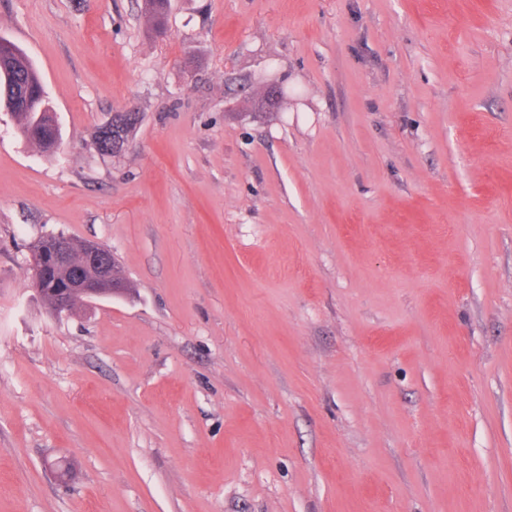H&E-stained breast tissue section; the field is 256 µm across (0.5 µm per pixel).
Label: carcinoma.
Instances as JSON below:
<instances>
[{
  "instance_id": "carcinoma-1",
  "label": "carcinoma",
  "mask_w": 512,
  "mask_h": 512,
  "mask_svg": "<svg viewBox=\"0 0 512 512\" xmlns=\"http://www.w3.org/2000/svg\"><path fill=\"white\" fill-rule=\"evenodd\" d=\"M169 0H142L141 9L151 20L157 34L166 32ZM0 109L16 120L21 137L53 155L60 144L61 129L57 125L47 92L38 69L28 55L11 41L0 43ZM112 121L129 137L137 127V112H115Z\"/></svg>"
}]
</instances>
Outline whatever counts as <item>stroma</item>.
<instances>
[{
	"label": "stroma",
	"mask_w": 512,
	"mask_h": 512,
	"mask_svg": "<svg viewBox=\"0 0 512 512\" xmlns=\"http://www.w3.org/2000/svg\"><path fill=\"white\" fill-rule=\"evenodd\" d=\"M140 4L0 0V512H512V0ZM50 232L129 290L54 314ZM170 0H143L141 9L151 20L158 35L166 32V18ZM5 40L6 43L2 44ZM0 109L10 112L16 120L21 137L53 155L60 144L61 129L57 125L47 92L38 69L17 45L0 37ZM23 79L24 93L16 95L5 84V76ZM140 121L139 113L137 112H116L112 115V121L105 126L106 134H102V140L105 143V149L107 153L112 155L121 154L128 147V142H114L112 139V126L115 122L119 131L124 134V137L128 139V137L132 134V132L137 127ZM120 125V126H118Z\"/></svg>",
	"instance_id": "35a3bbf8"
}]
</instances>
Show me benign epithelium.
<instances>
[{
    "label": "benign epithelium",
    "instance_id": "benign-epithelium-1",
    "mask_svg": "<svg viewBox=\"0 0 512 512\" xmlns=\"http://www.w3.org/2000/svg\"><path fill=\"white\" fill-rule=\"evenodd\" d=\"M105 247L98 244L90 246L86 262L94 266L98 275L94 282H87L81 278L69 281V287L57 288L49 283L46 269L50 266L59 267L72 262L70 253V240L64 234H56L53 245L47 251H30L29 266L31 270L32 290L40 297L52 298L54 313L65 314L80 300L92 301L97 298L110 297L116 292L112 286V269L104 254Z\"/></svg>",
    "mask_w": 512,
    "mask_h": 512
}]
</instances>
